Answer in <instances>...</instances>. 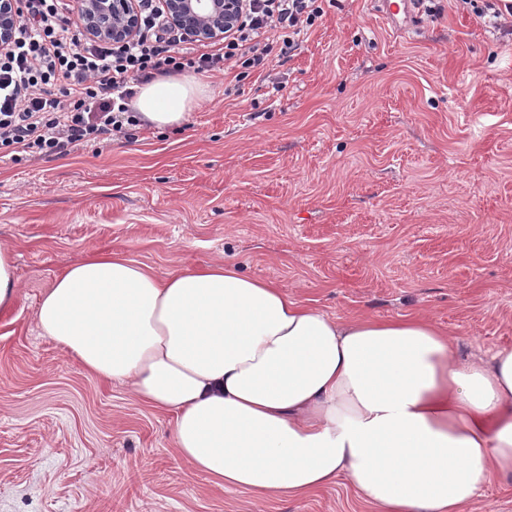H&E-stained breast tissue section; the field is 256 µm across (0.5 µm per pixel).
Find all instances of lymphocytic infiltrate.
<instances>
[{"instance_id": "obj_1", "label": "lymphocytic infiltrate", "mask_w": 512, "mask_h": 512, "mask_svg": "<svg viewBox=\"0 0 512 512\" xmlns=\"http://www.w3.org/2000/svg\"><path fill=\"white\" fill-rule=\"evenodd\" d=\"M136 2L138 33L114 44L74 33L67 0H21L15 37L0 51V157H55L127 135L140 124L138 86L184 70L248 77L272 52L289 57L324 15V0H242L239 26L208 50L183 45L161 0Z\"/></svg>"}]
</instances>
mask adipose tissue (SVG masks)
<instances>
[{
    "mask_svg": "<svg viewBox=\"0 0 512 512\" xmlns=\"http://www.w3.org/2000/svg\"><path fill=\"white\" fill-rule=\"evenodd\" d=\"M208 93L160 76L133 106L177 128ZM37 325L170 414L175 453L220 487L298 497L343 475L378 512H463L512 475V350L459 360L421 317L343 321L227 262L160 278L98 254L56 277Z\"/></svg>",
    "mask_w": 512,
    "mask_h": 512,
    "instance_id": "obj_1",
    "label": "adipose tissue"
}]
</instances>
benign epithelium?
<instances>
[{
  "label": "benign epithelium",
  "instance_id": "benign-epithelium-1",
  "mask_svg": "<svg viewBox=\"0 0 512 512\" xmlns=\"http://www.w3.org/2000/svg\"><path fill=\"white\" fill-rule=\"evenodd\" d=\"M82 36L122 43L136 31L135 0H75ZM240 0H162L167 18L188 41L224 36L239 19ZM19 22V0H0V48Z\"/></svg>",
  "mask_w": 512,
  "mask_h": 512
}]
</instances>
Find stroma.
I'll return each mask as SVG.
<instances>
[{"label": "stroma", "mask_w": 512, "mask_h": 512, "mask_svg": "<svg viewBox=\"0 0 512 512\" xmlns=\"http://www.w3.org/2000/svg\"><path fill=\"white\" fill-rule=\"evenodd\" d=\"M324 9L268 75L202 74L180 130L0 161L20 280L0 512H375L344 476L302 497L216 487L176 457L171 415L41 336V295L91 254L160 277L226 261L341 319L427 315L464 357L512 348V38L452 0L405 36L371 0Z\"/></svg>", "instance_id": "1"}]
</instances>
